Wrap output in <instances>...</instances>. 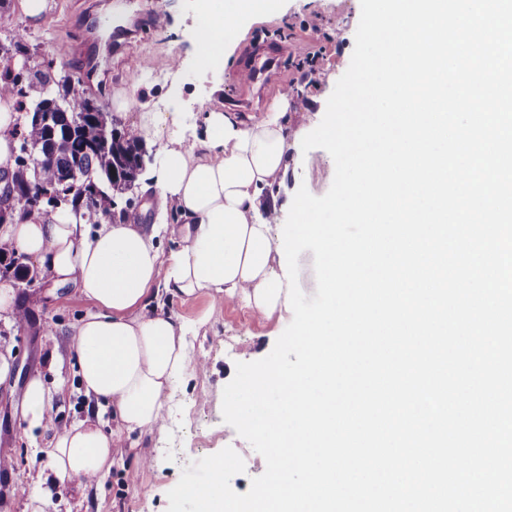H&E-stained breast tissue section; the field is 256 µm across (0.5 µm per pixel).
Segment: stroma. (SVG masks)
Wrapping results in <instances>:
<instances>
[{"label": "stroma", "mask_w": 512, "mask_h": 512, "mask_svg": "<svg viewBox=\"0 0 512 512\" xmlns=\"http://www.w3.org/2000/svg\"><path fill=\"white\" fill-rule=\"evenodd\" d=\"M56 6L41 25L14 17L13 26L0 29V42L10 43L24 32L32 53L31 68L53 64L55 72L71 71L82 57L77 46L93 50L95 77L83 88L120 129L129 128L133 114L112 111L114 90L139 85L146 97L176 99L182 111L205 112L231 109L245 122L258 120L277 93L294 92L288 114L293 126L308 125L309 118L325 104L336 82L347 70L360 20V0H284L281 9L253 23L240 34L235 51L222 75L203 69L196 56L194 32L200 22L197 0H55ZM163 12L165 25H158L156 12ZM274 40L287 51L276 65L277 80L252 106L241 103L249 96L244 66L257 42ZM317 60L315 79L305 78L302 52ZM176 54L181 61L178 76L166 72L165 57ZM335 165L321 148L294 155L276 192L280 205L277 225H284L288 208L299 187L315 196L328 192ZM33 280L15 279L0 267V282L12 283L14 307L26 311L22 325L0 319V354L10 357L11 369L0 381V454L10 459L0 471V512H25L43 487L38 475L47 465L45 450L53 431L83 419L89 402L79 389L77 360L71 350L78 323L90 313V305L70 284H58L36 261L19 255ZM290 316L255 320L248 308L236 301L216 307L207 335L197 337L194 355H207L204 368L191 369L168 408L170 426L161 436L135 448L118 449L114 463L100 485L80 491L58 487L45 512H167L168 492L179 482L189 463L233 448L245 463L244 473L231 480L232 489L246 493L254 477L264 473L263 457L222 419V393L239 362L266 357L290 323ZM41 377L46 386L65 381V396L53 399L56 420L52 431L30 439L26 422L24 391L28 381Z\"/></svg>", "instance_id": "1"}]
</instances>
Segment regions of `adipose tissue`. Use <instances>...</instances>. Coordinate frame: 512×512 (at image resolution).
<instances>
[{
	"mask_svg": "<svg viewBox=\"0 0 512 512\" xmlns=\"http://www.w3.org/2000/svg\"><path fill=\"white\" fill-rule=\"evenodd\" d=\"M273 0H199L198 35L210 47L203 67L218 70L231 56L235 27L262 15ZM232 30H225V20ZM136 88L117 93L116 110L139 104L137 136L157 147L149 175L158 198L151 226L140 219L88 224L71 206L50 219L0 225V245L35 259L57 283L74 284L93 311L76 326L72 346L85 396L98 417L55 432L40 481L85 489L112 466L116 444L167 430V403L195 361L193 337L209 324L211 309L186 319L165 311L163 298L208 296L244 302L271 318L293 305L288 270L290 238L272 234L273 191L288 170L301 132L288 122L291 95L279 93L267 112L247 123L228 111L181 112L165 101L137 102ZM172 236L176 248L162 251ZM33 378L24 393L27 436L49 430L52 392ZM114 427L105 430L103 412Z\"/></svg>",
	"mask_w": 512,
	"mask_h": 512,
	"instance_id": "obj_1",
	"label": "adipose tissue"
}]
</instances>
